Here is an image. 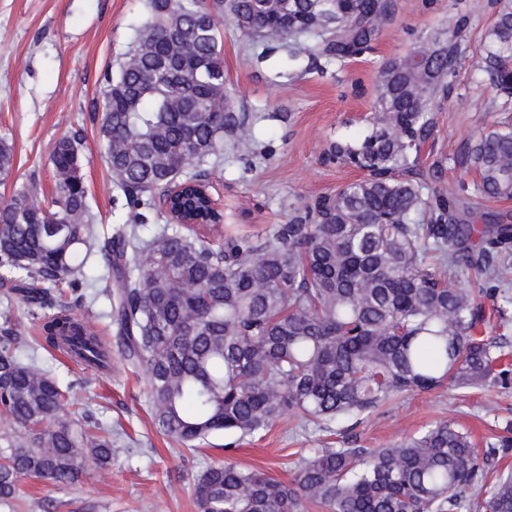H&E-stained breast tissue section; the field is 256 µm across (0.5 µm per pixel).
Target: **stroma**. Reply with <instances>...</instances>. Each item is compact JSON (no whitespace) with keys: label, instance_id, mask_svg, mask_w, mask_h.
Segmentation results:
<instances>
[{"label":"stroma","instance_id":"obj_1","mask_svg":"<svg viewBox=\"0 0 512 512\" xmlns=\"http://www.w3.org/2000/svg\"><path fill=\"white\" fill-rule=\"evenodd\" d=\"M504 0H406L384 25L371 52L343 66L292 68L284 45H264L231 17L220 23L227 102L256 132L251 154L225 142L207 173L224 205V229L260 236L270 225L321 195L362 179L364 170L327 164L331 141L358 143L371 128L379 70L420 45L433 29L456 16L467 18L462 59L448 82V98L431 107L434 128L416 165L438 173L441 183L473 185L475 170L453 157L479 133L512 120V101L484 79L479 45ZM147 14L146 0H0V137L13 144L15 168L0 184V200L29 180L41 196L52 194L55 144L81 139L82 175L94 223L113 228L133 215L113 189L98 137L101 90L108 71L128 51L133 27ZM37 357L69 389L62 419L76 423L83 407L112 427V459L81 462L76 483L57 485L25 478L0 512H200L193 484L214 462L230 460L290 481L298 458L314 448H382L439 420L467 430L477 448L487 439L512 438V387L459 389L394 397L367 417L344 418L322 429L284 417L266 431L225 452L215 434L196 449L172 442L154 425L145 375L113 361L102 375L56 350Z\"/></svg>","mask_w":512,"mask_h":512}]
</instances>
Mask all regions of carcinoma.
Masks as SVG:
<instances>
[{"label": "carcinoma", "instance_id": "obj_1", "mask_svg": "<svg viewBox=\"0 0 512 512\" xmlns=\"http://www.w3.org/2000/svg\"><path fill=\"white\" fill-rule=\"evenodd\" d=\"M133 48L108 77L98 136L113 189L135 222L101 233L91 224L80 141L63 138L52 162L51 202L30 183L0 206V288L31 315L54 306L46 285L106 283L121 360L149 379L157 428L188 447L222 432L253 436L286 415L318 427L369 416L391 397L512 382L496 369L501 346L480 336L485 299L512 307V216L469 205L464 186L429 185L413 170L431 134L430 106L460 62L465 19L379 71L378 112L358 145L332 143L327 163L368 176L319 197L265 236L228 237L166 224L141 235L147 213L174 181L179 203L214 210L188 183L205 176L224 131L256 141L224 94L219 22L266 42L293 40L289 62L342 64L370 49L395 18V0H148ZM488 85L512 98V6L504 4L481 46ZM476 170L484 198H512V129L480 134L458 160ZM14 149L0 137V182ZM93 257L105 273L87 276ZM480 288L456 285L461 278ZM41 340L80 364L112 371V349L94 322L66 305L43 321ZM65 392L34 357L0 342V413L16 429L0 439V501L23 477L75 482L86 454L107 463L112 438L86 415L58 422ZM512 440L478 453L469 435L439 421L387 448H314L291 482L234 463L211 465L194 485L201 512H457L478 488L484 512H512V474L486 462Z\"/></svg>", "mask_w": 512, "mask_h": 512}]
</instances>
